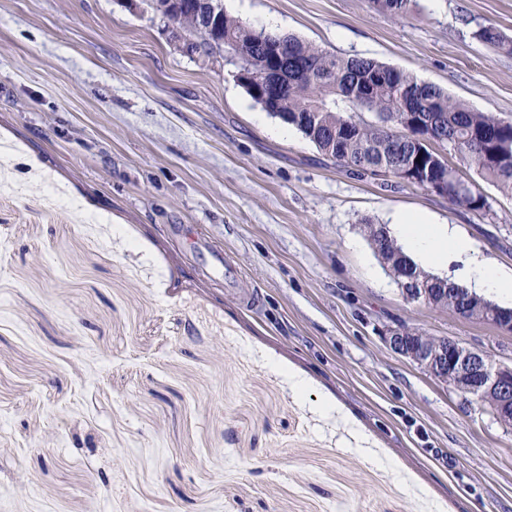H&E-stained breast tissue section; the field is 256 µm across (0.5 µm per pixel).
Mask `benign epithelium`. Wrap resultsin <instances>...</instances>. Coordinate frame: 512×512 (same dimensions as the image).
Masks as SVG:
<instances>
[{"label":"benign epithelium","instance_id":"obj_1","mask_svg":"<svg viewBox=\"0 0 512 512\" xmlns=\"http://www.w3.org/2000/svg\"><path fill=\"white\" fill-rule=\"evenodd\" d=\"M170 35L178 51L194 57L200 54L201 49L195 41L175 21L170 26ZM401 175L404 180L421 183L439 196L465 187L454 175L440 181L412 166L404 169ZM394 279L408 303H425L442 312L451 310L454 316L465 320L486 319L498 331L512 334V309L503 310L472 295L461 304L448 289L436 288L434 282L407 272L396 273ZM384 340L395 354L451 390L466 394L477 404L487 407L500 422L512 420V364L497 363L455 339L427 335L400 321L386 326Z\"/></svg>","mask_w":512,"mask_h":512}]
</instances>
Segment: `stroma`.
I'll return each mask as SVG.
<instances>
[{
    "label": "stroma",
    "mask_w": 512,
    "mask_h": 512,
    "mask_svg": "<svg viewBox=\"0 0 512 512\" xmlns=\"http://www.w3.org/2000/svg\"><path fill=\"white\" fill-rule=\"evenodd\" d=\"M244 25L412 73L512 121V0H224ZM225 56L122 0H0V512H512V427L385 343L402 321L512 364V334L402 300L366 223L475 213L348 170ZM235 266L233 286L211 251Z\"/></svg>",
    "instance_id": "35a3bbf8"
}]
</instances>
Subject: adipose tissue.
<instances>
[{
    "label": "adipose tissue",
    "instance_id": "ef3b65f1",
    "mask_svg": "<svg viewBox=\"0 0 512 512\" xmlns=\"http://www.w3.org/2000/svg\"><path fill=\"white\" fill-rule=\"evenodd\" d=\"M389 230L405 254L424 265H437L451 253L466 255L465 283L468 288L500 298H512V270L492 265L449 225L432 223L419 214L403 213L394 216Z\"/></svg>",
    "mask_w": 512,
    "mask_h": 512
}]
</instances>
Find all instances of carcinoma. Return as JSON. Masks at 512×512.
<instances>
[{"instance_id": "1", "label": "carcinoma", "mask_w": 512, "mask_h": 512, "mask_svg": "<svg viewBox=\"0 0 512 512\" xmlns=\"http://www.w3.org/2000/svg\"><path fill=\"white\" fill-rule=\"evenodd\" d=\"M413 0H372L375 8L394 17L406 15ZM178 24L191 36L214 43L224 41L239 60V71L260 76L270 67L269 56L279 58L281 95L270 113L300 130L336 163L373 175L399 177L408 166L426 168L436 163L432 150L407 134L401 117L411 114L425 128L440 133L479 175L512 194V162L490 157L496 140L512 141V121L478 112L453 100L443 89L419 82L408 72L377 61L341 57L293 36H278L240 24L224 14L223 0H182ZM479 37L498 51L512 55V38L494 27ZM360 112L375 114L365 122ZM482 194L474 183L464 193L452 192L448 202L470 211L481 209ZM368 239L393 271L404 267L418 272L384 225H366Z\"/></svg>"}]
</instances>
